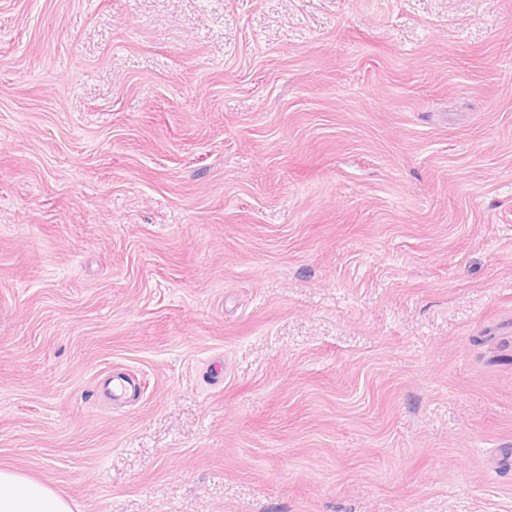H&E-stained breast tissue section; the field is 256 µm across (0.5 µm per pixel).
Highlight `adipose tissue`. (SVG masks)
Returning a JSON list of instances; mask_svg holds the SVG:
<instances>
[{
    "label": "adipose tissue",
    "mask_w": 512,
    "mask_h": 512,
    "mask_svg": "<svg viewBox=\"0 0 512 512\" xmlns=\"http://www.w3.org/2000/svg\"><path fill=\"white\" fill-rule=\"evenodd\" d=\"M0 512H73L70 501L49 486L0 468Z\"/></svg>",
    "instance_id": "obj_1"
}]
</instances>
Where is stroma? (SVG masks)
I'll return each instance as SVG.
<instances>
[{
  "label": "stroma",
  "mask_w": 512,
  "mask_h": 512,
  "mask_svg": "<svg viewBox=\"0 0 512 512\" xmlns=\"http://www.w3.org/2000/svg\"><path fill=\"white\" fill-rule=\"evenodd\" d=\"M511 458L512 0H0V467L512 512Z\"/></svg>",
  "instance_id": "35a3bbf8"
}]
</instances>
